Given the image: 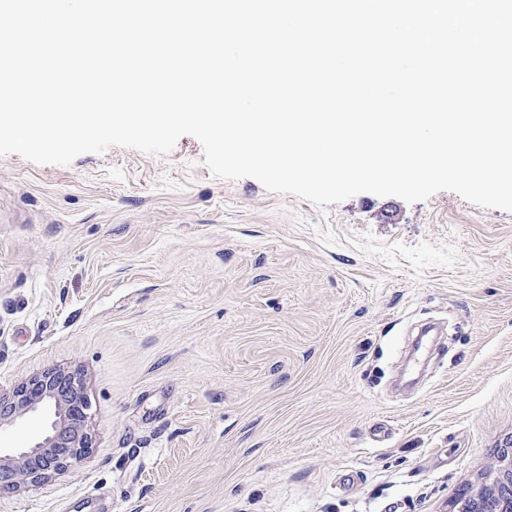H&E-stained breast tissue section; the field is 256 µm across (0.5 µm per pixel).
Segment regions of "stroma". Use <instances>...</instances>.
<instances>
[{
	"label": "stroma",
	"instance_id": "stroma-1",
	"mask_svg": "<svg viewBox=\"0 0 512 512\" xmlns=\"http://www.w3.org/2000/svg\"><path fill=\"white\" fill-rule=\"evenodd\" d=\"M204 159L0 156V394L80 369L94 442L0 512H450L512 438V212Z\"/></svg>",
	"mask_w": 512,
	"mask_h": 512
}]
</instances>
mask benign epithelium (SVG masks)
I'll return each instance as SVG.
<instances>
[{
	"mask_svg": "<svg viewBox=\"0 0 512 512\" xmlns=\"http://www.w3.org/2000/svg\"><path fill=\"white\" fill-rule=\"evenodd\" d=\"M90 404L77 370L53 368L21 381L9 395L0 394V428L49 410L48 430L26 448L0 450V489L34 488L63 475L88 455ZM459 512H512V440L498 465L476 484L459 490Z\"/></svg>",
	"mask_w": 512,
	"mask_h": 512,
	"instance_id": "1",
	"label": "benign epithelium"
}]
</instances>
